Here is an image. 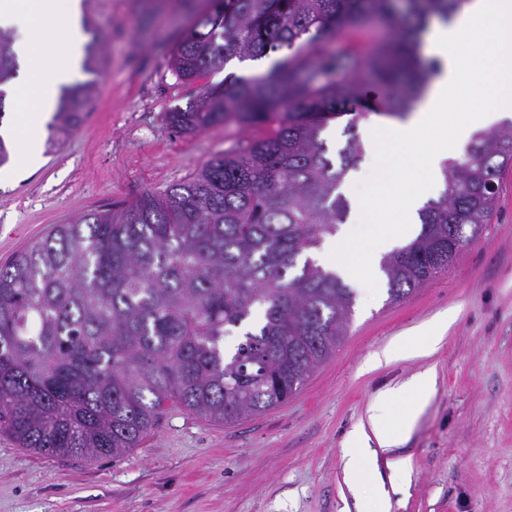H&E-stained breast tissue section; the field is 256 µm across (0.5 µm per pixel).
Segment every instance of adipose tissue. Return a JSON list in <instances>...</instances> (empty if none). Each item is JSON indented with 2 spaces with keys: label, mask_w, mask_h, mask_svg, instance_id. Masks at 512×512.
I'll list each match as a JSON object with an SVG mask.
<instances>
[{
  "label": "adipose tissue",
  "mask_w": 512,
  "mask_h": 512,
  "mask_svg": "<svg viewBox=\"0 0 512 512\" xmlns=\"http://www.w3.org/2000/svg\"><path fill=\"white\" fill-rule=\"evenodd\" d=\"M81 0H0V32L8 34L24 57L26 70L13 93L14 112L9 135L22 146L21 172L40 162L44 127L55 111L62 86L72 82L78 67L82 38L76 26ZM486 43L489 54L473 59L469 44ZM422 52L436 58L442 72L425 89L412 117L384 129L369 141L374 164L371 193L382 197L393 183L403 180L410 189L391 224L358 238L355 225H347L318 253L319 262L353 278L374 264L382 254L407 242L414 233L412 220L423 200L442 180L441 164L458 153L479 129L494 127L512 113V0H467L448 22L431 23L423 37ZM471 68L468 83H460L463 68ZM476 107L470 117L457 121L450 107L458 101ZM432 134L430 148L414 156L419 132ZM453 320L445 315L437 322L400 337L383 351L382 360L419 358L432 354ZM435 390V372L426 369L397 388L377 395L366 421L351 433L345 451V473L352 484L369 475L379 451L398 446L419 410ZM403 410L390 422L395 405Z\"/></svg>",
  "instance_id": "ef3b65f1"
}]
</instances>
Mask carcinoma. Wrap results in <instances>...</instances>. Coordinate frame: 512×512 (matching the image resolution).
<instances>
[{"mask_svg": "<svg viewBox=\"0 0 512 512\" xmlns=\"http://www.w3.org/2000/svg\"><path fill=\"white\" fill-rule=\"evenodd\" d=\"M466 0H205L169 69L192 85L232 60L292 54L260 78L206 85L165 113L184 135L233 116L268 133L214 157L189 181L115 211H88L0 266V429L36 454L117 459L140 445L165 405L234 425L297 395L346 334L354 291L313 258L349 212L342 187L364 155L354 131L365 83L402 118L440 70L421 59L433 19ZM371 21L393 36L335 50ZM84 69L108 64L94 33ZM0 34V77L13 67ZM97 81L66 85L48 145L64 144ZM349 114L337 157L324 132ZM512 167V122L474 136L443 165L444 188L419 209L420 231L386 254L388 302L448 269L495 212ZM240 328L234 349L224 337Z\"/></svg>", "mask_w": 512, "mask_h": 512, "instance_id": "obj_1", "label": "carcinoma"}]
</instances>
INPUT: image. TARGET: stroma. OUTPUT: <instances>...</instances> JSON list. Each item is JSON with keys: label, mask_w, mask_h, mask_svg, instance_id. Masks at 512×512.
<instances>
[{"label": "stroma", "mask_w": 512, "mask_h": 512, "mask_svg": "<svg viewBox=\"0 0 512 512\" xmlns=\"http://www.w3.org/2000/svg\"><path fill=\"white\" fill-rule=\"evenodd\" d=\"M202 0H84L108 65L80 127L41 165L0 184V264L104 205L125 208L189 180L262 128L235 119L193 136L167 126L196 86L168 68ZM354 313L334 356L288 403L224 426L166 407L117 461L35 455L0 431V512H371V482L351 488L343 448L374 397L427 368L435 392L409 436L378 454L391 512H512V168L485 232L448 269L396 304L386 279L351 281ZM456 320L436 352L378 368L397 337ZM405 461L407 476L393 473Z\"/></svg>", "instance_id": "1"}]
</instances>
